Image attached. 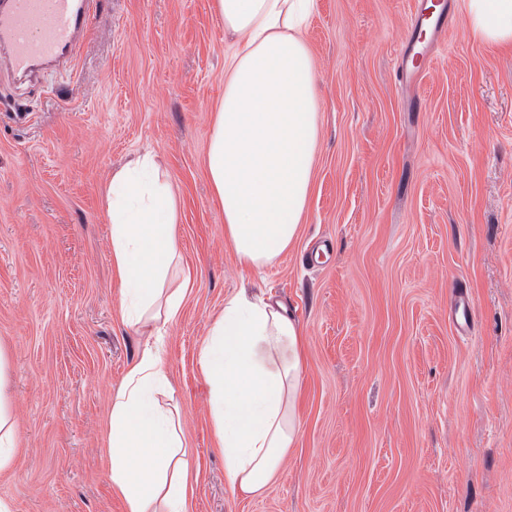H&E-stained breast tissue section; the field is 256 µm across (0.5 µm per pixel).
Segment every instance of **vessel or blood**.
Returning <instances> with one entry per match:
<instances>
[{
	"mask_svg": "<svg viewBox=\"0 0 512 512\" xmlns=\"http://www.w3.org/2000/svg\"><path fill=\"white\" fill-rule=\"evenodd\" d=\"M94 0H0V54L30 76L45 64L67 63L87 25Z\"/></svg>",
	"mask_w": 512,
	"mask_h": 512,
	"instance_id": "vessel-or-blood-1",
	"label": "vessel or blood"
}]
</instances>
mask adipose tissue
I'll list each match as a JSON object with an SVG mask.
<instances>
[{
	"instance_id": "1",
	"label": "adipose tissue",
	"mask_w": 512,
	"mask_h": 512,
	"mask_svg": "<svg viewBox=\"0 0 512 512\" xmlns=\"http://www.w3.org/2000/svg\"><path fill=\"white\" fill-rule=\"evenodd\" d=\"M472 36L512 47V0H463ZM314 0H212L235 50L224 73L206 169L239 264H273L304 219L320 138L313 59L303 36ZM113 268L124 322L144 349L112 398V487L127 512H189L190 450L170 382L164 334L182 308L190 271H175L180 234L171 185L152 155L114 173L107 194ZM224 483L260 493L277 477L300 432L303 330L281 303L239 292L225 300L201 347ZM0 351V471L14 461L16 432Z\"/></svg>"
}]
</instances>
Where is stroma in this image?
Listing matches in <instances>:
<instances>
[{
  "label": "stroma",
  "instance_id": "stroma-1",
  "mask_svg": "<svg viewBox=\"0 0 512 512\" xmlns=\"http://www.w3.org/2000/svg\"><path fill=\"white\" fill-rule=\"evenodd\" d=\"M418 0H315L322 110L305 218L274 264L224 238L205 154L233 52L211 0H98L71 67L0 68V347L11 512H126L109 478L112 397L144 339L121 320L112 175L153 153L193 282L165 346L194 472L191 512H512V50L461 6L397 78ZM302 325L300 434L277 479L224 485L198 354L227 298ZM463 291L473 312L456 332ZM7 359L0 348V471L9 469L14 461L16 432L12 406L6 391Z\"/></svg>",
  "mask_w": 512,
  "mask_h": 512
}]
</instances>
